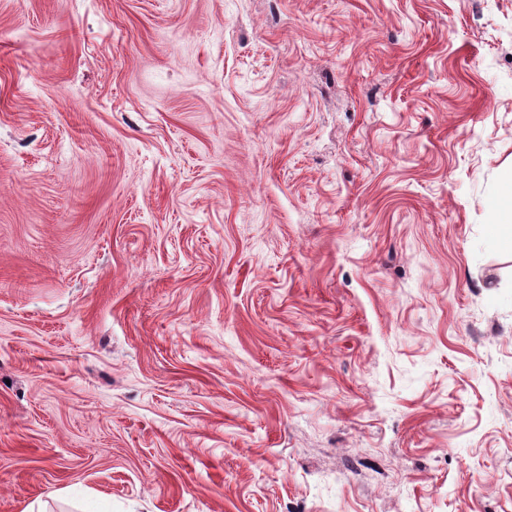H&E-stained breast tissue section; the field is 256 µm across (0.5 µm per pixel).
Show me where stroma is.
Segmentation results:
<instances>
[{
  "instance_id": "obj_1",
  "label": "stroma",
  "mask_w": 512,
  "mask_h": 512,
  "mask_svg": "<svg viewBox=\"0 0 512 512\" xmlns=\"http://www.w3.org/2000/svg\"><path fill=\"white\" fill-rule=\"evenodd\" d=\"M512 0H0V512H512Z\"/></svg>"
}]
</instances>
